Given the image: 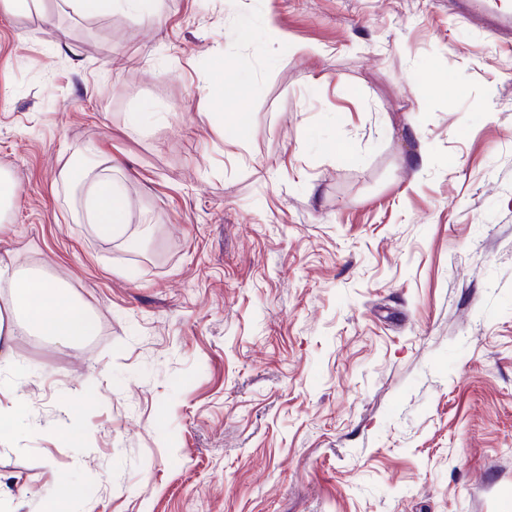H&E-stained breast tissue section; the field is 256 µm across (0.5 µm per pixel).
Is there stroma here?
I'll return each instance as SVG.
<instances>
[{
  "label": "stroma",
  "mask_w": 512,
  "mask_h": 512,
  "mask_svg": "<svg viewBox=\"0 0 512 512\" xmlns=\"http://www.w3.org/2000/svg\"><path fill=\"white\" fill-rule=\"evenodd\" d=\"M43 8L0 9V260L99 333L15 337L9 512H512V41L449 0ZM92 142L126 239L60 177ZM79 10L86 16L106 17L117 8L125 9L136 17L152 18L155 0H77ZM82 209L88 223L105 238L124 235L129 223L130 212L121 186L110 175L96 176L82 200Z\"/></svg>",
  "instance_id": "stroma-1"
}]
</instances>
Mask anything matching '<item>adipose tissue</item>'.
Listing matches in <instances>:
<instances>
[{"mask_svg": "<svg viewBox=\"0 0 512 512\" xmlns=\"http://www.w3.org/2000/svg\"><path fill=\"white\" fill-rule=\"evenodd\" d=\"M88 223L105 238L124 235L130 212L121 186L111 176H97L82 200ZM7 283L12 298L0 307V365L10 364V344L17 334L75 344L97 335L91 311L65 289L62 282L43 274L0 262V283Z\"/></svg>", "mask_w": 512, "mask_h": 512, "instance_id": "1", "label": "adipose tissue"}]
</instances>
